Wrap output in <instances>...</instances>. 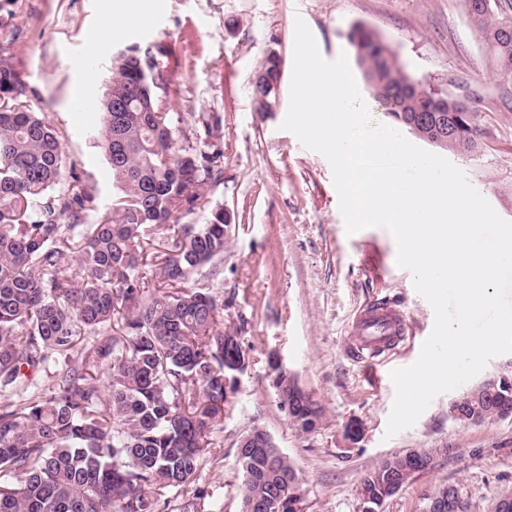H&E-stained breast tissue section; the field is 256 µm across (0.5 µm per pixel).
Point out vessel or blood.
<instances>
[{
	"label": "vessel or blood",
	"instance_id": "b4317fda",
	"mask_svg": "<svg viewBox=\"0 0 512 512\" xmlns=\"http://www.w3.org/2000/svg\"><path fill=\"white\" fill-rule=\"evenodd\" d=\"M409 334L410 326L404 315L383 302L374 301L367 304L356 318L347 340V350L354 361L369 366Z\"/></svg>",
	"mask_w": 512,
	"mask_h": 512
}]
</instances>
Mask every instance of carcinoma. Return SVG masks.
<instances>
[{"mask_svg":"<svg viewBox=\"0 0 512 512\" xmlns=\"http://www.w3.org/2000/svg\"><path fill=\"white\" fill-rule=\"evenodd\" d=\"M500 76L512 78V0H462ZM348 40L369 96L396 126L419 112L448 114L449 131L424 124L412 135L469 156L481 148V115L470 86L448 91L411 76L374 30L352 26ZM282 71L270 54L251 82L258 112L276 100ZM169 81L153 48L128 47L96 111L101 148L119 194L112 214L82 222L94 197L77 185L54 191L63 154L54 127L29 104V89L0 55V396L59 360L69 368L18 405L0 406V512H165L162 491L187 484L214 426L232 406L228 394L248 367L237 332L224 331V300L189 288L199 268L224 254V208L204 224H177L158 263L168 290L144 297L143 244L172 218L195 210L202 191L224 174V152L183 147L180 117L168 111ZM123 111H114L115 105ZM81 240L80 259L67 261ZM231 385H226V380ZM477 385L454 398L458 421L497 408ZM323 409L295 405L290 422L308 433ZM448 448L394 455L367 472L360 490L375 510L433 469ZM242 508L278 499L273 512H303L300 479L270 442L237 451Z\"/></svg>","mask_w":512,"mask_h":512,"instance_id":"1","label":"carcinoma"}]
</instances>
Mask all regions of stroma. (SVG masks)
Here are the masks:
<instances>
[{"instance_id": "obj_1", "label": "stroma", "mask_w": 512, "mask_h": 512, "mask_svg": "<svg viewBox=\"0 0 512 512\" xmlns=\"http://www.w3.org/2000/svg\"><path fill=\"white\" fill-rule=\"evenodd\" d=\"M159 24L132 35L116 29L114 0H0V48L31 90L30 104L56 129L64 183L91 192L94 224L111 212L117 189L89 113L72 98L98 103L112 60L127 46L162 51L169 109L182 117L180 145L202 136L224 151V178L207 188L192 220L223 207L230 220L224 254L191 280L224 299V326L237 330L250 364L214 447L204 449L194 480L164 490L167 512H240V437L266 430L290 458L302 483L305 512H359L363 476L411 448H436L431 472L416 476L381 512H424L435 487L456 486L464 512H492L512 489V416L467 425L448 415L451 394L434 399L414 426L385 438L395 385L392 370L413 364L432 331L434 313L398 266L397 243L386 229L347 233L328 161L282 130L293 67L296 18H303L324 58L350 52L355 23L378 32L405 69L432 84L456 77L478 92L482 148L447 158L505 220L512 221V110L471 27L461 0H155ZM281 60L273 113L260 117L250 82L269 54ZM209 118L203 130L201 118ZM403 311L412 334L376 371L344 354L352 320L371 299ZM325 409L322 423L302 434L290 424L271 385L269 357ZM362 432L347 437L350 423Z\"/></svg>"}]
</instances>
